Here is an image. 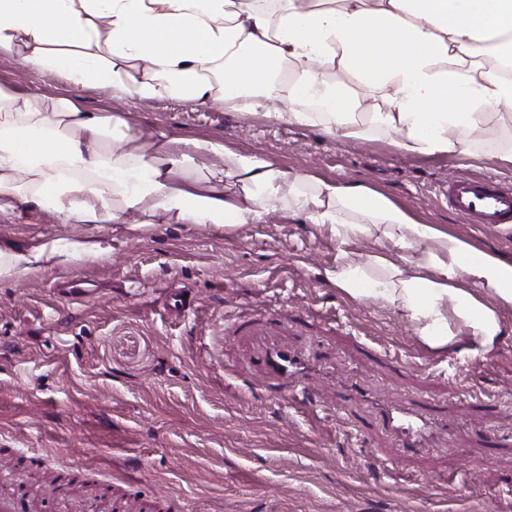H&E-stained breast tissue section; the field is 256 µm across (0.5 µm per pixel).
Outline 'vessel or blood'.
Returning <instances> with one entry per match:
<instances>
[{"label":"vessel or blood","instance_id":"1","mask_svg":"<svg viewBox=\"0 0 512 512\" xmlns=\"http://www.w3.org/2000/svg\"><path fill=\"white\" fill-rule=\"evenodd\" d=\"M448 200L452 209L469 224L512 227V183L486 176H462L448 184ZM284 389H293L302 368L288 353H276L266 360ZM383 423L400 432L413 443L422 441L435 428L427 416L413 414L405 408H388Z\"/></svg>","mask_w":512,"mask_h":512}]
</instances>
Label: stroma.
Masks as SVG:
<instances>
[{"label":"stroma","instance_id":"35a3bbf8","mask_svg":"<svg viewBox=\"0 0 512 512\" xmlns=\"http://www.w3.org/2000/svg\"><path fill=\"white\" fill-rule=\"evenodd\" d=\"M0 87L122 113L144 140L207 139L363 183L512 260V232L464 223L448 205L458 176L512 182V167L488 158L409 156L390 133L341 139L261 109L132 105L5 52ZM139 220L65 224L34 203L0 213V251L89 247L0 277V464L32 448L53 472L64 451L70 477L182 512H512V313L491 350L464 336L437 350L395 308L327 282L335 237L278 206L234 226ZM173 290L186 301L178 315ZM274 350L307 367L293 392L259 361ZM388 404L429 409L436 432L403 446L379 424Z\"/></svg>","mask_w":512,"mask_h":512}]
</instances>
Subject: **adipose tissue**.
<instances>
[{
    "instance_id": "adipose-tissue-1",
    "label": "adipose tissue",
    "mask_w": 512,
    "mask_h": 512,
    "mask_svg": "<svg viewBox=\"0 0 512 512\" xmlns=\"http://www.w3.org/2000/svg\"><path fill=\"white\" fill-rule=\"evenodd\" d=\"M36 73L80 88L111 86L133 104L180 97L206 106L269 109L272 120L312 125L347 139L396 133L412 156L480 154V134L512 103V0H0V52ZM339 70L341 78L328 79ZM379 89L384 107L364 112L353 87ZM289 96L293 108L273 110ZM120 117L82 111L70 99L44 111L39 94L0 88V212L30 201L66 224L258 222L269 202L328 227L340 245L326 279L355 300L396 308L431 347L467 329L492 349L512 310V261L417 220L362 184L316 178L211 140L188 151L129 135L105 152ZM223 162L191 184L192 155ZM240 189L226 195L227 185ZM372 239L391 250L364 255ZM83 245L59 241L28 255L0 253V275L32 270Z\"/></svg>"
}]
</instances>
